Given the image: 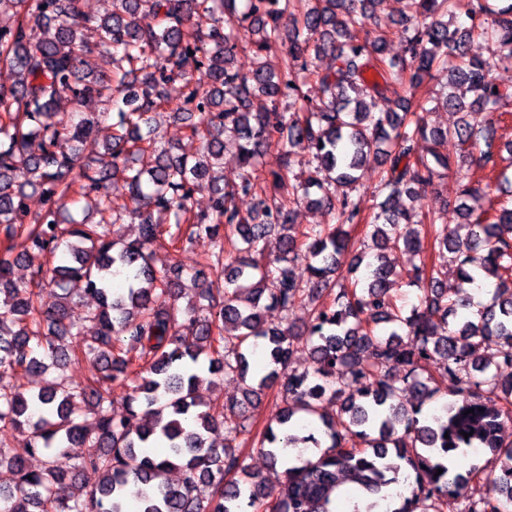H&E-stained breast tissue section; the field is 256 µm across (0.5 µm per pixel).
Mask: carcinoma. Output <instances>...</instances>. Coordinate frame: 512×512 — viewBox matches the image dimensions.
<instances>
[{
  "label": "carcinoma",
  "instance_id": "carcinoma-1",
  "mask_svg": "<svg viewBox=\"0 0 512 512\" xmlns=\"http://www.w3.org/2000/svg\"><path fill=\"white\" fill-rule=\"evenodd\" d=\"M383 0H111L112 10L90 16L82 0H0L14 25L0 29V64L11 83L0 84V429L26 433L20 448L0 443V512H129L127 488L137 487L136 512H333L330 493L349 482L386 499L414 474L409 495L386 512H508L512 506V375L491 370L488 352L501 349L512 368V194L494 195L495 112L512 103V86L492 72L512 63V2L410 0L400 38L411 63L387 55V32L377 29ZM467 24L452 26L458 10ZM147 11L154 24L137 17ZM109 54L112 68H84L88 50ZM491 44L486 59L470 44ZM252 48L251 70L233 66L236 53ZM282 53L279 72L265 56ZM336 65L320 71L314 60ZM448 72V93L439 101L458 114L447 128L428 124L416 90L432 70ZM203 81L194 79V74ZM319 83L322 99L308 101L302 87ZM290 112L278 111L282 98ZM95 98L115 111L112 137L98 155L82 159L98 119H76ZM170 107L187 137L201 143V158L171 156L158 145L151 113ZM485 112L474 129L468 117ZM238 135L239 182L224 184V131ZM484 140L478 168L467 147ZM428 142L431 149L420 151ZM280 155L284 181L293 150L308 152L304 179H294L284 204L268 196L258 174L270 148ZM381 157L373 211L364 216L351 198L370 153ZM452 172L460 181L456 208L464 222L451 228L436 214L421 216L412 202L420 188ZM121 178L129 210L112 196ZM198 192L209 196L206 214L193 209ZM33 194L43 208L31 212ZM253 209L243 214L238 196ZM93 197L96 221L58 220L67 202ZM486 198L479 213L468 198ZM306 202L334 211L337 223L296 230L294 206ZM137 225L133 240L116 239L110 227L124 218ZM364 225L374 253L367 274L350 277L364 263L354 231ZM233 238L224 247L219 227ZM279 231V249L264 263L269 233ZM205 237L209 249L201 273L222 288H183L177 265L157 268L156 250L178 252ZM71 259L53 265L60 247ZM404 250L416 259L409 283L422 289L419 303L402 313L391 291L399 274L386 252ZM450 255L464 280L495 279L490 302L475 318L458 314L469 306L453 298L448 273L435 258ZM28 263L29 278L13 269ZM306 262L308 277L292 266ZM59 290V302L43 308L41 290ZM94 296L92 336L71 319V304ZM186 305L179 306L180 300ZM312 305L307 328L270 327L262 310L286 312ZM188 324L192 338L179 334ZM263 348L266 373H250V357ZM304 349L311 368L288 370ZM443 360L439 376L422 367ZM86 360L93 373L72 380L60 373L36 390L25 380ZM405 367L402 377L392 367ZM234 374L245 385L243 401L201 405L202 374ZM132 381L124 414L112 410V383ZM448 383L453 400L442 413L418 418ZM277 389L276 426L253 430L248 407ZM336 406V416L320 404ZM140 425L131 428L129 421ZM224 427L216 448L207 434ZM469 437H464L461 432ZM250 442L272 465L288 448L299 464L284 470L279 495L257 474L245 472L240 445ZM72 447L86 452L69 469L57 457ZM460 448H484L499 473L476 466H449ZM43 457L38 469L28 458ZM182 472L173 483L169 473ZM442 473H437V470ZM97 475L81 491L76 479ZM485 492L468 494L474 483Z\"/></svg>",
  "mask_w": 512,
  "mask_h": 512
}]
</instances>
